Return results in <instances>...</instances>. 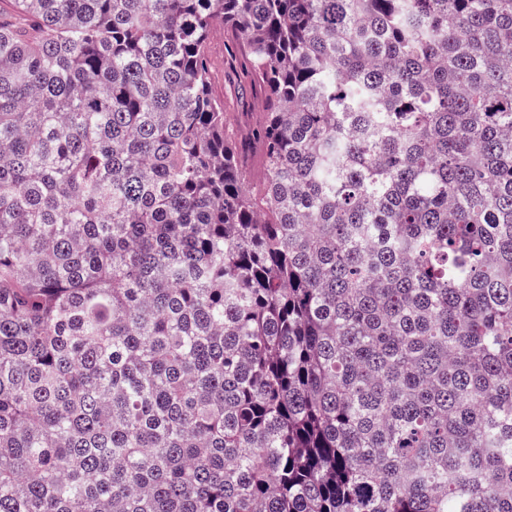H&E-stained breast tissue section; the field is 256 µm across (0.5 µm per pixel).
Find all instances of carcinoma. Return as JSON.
Here are the masks:
<instances>
[{
	"instance_id": "cac0c4a2",
	"label": "carcinoma",
	"mask_w": 512,
	"mask_h": 512,
	"mask_svg": "<svg viewBox=\"0 0 512 512\" xmlns=\"http://www.w3.org/2000/svg\"><path fill=\"white\" fill-rule=\"evenodd\" d=\"M13 6L0 512H512V0ZM226 57L228 56L224 49V28L216 27L211 34L209 44L212 89L215 95L224 98L226 132L233 138L240 121V112H246L247 103H241L237 97V89L226 67Z\"/></svg>"
}]
</instances>
